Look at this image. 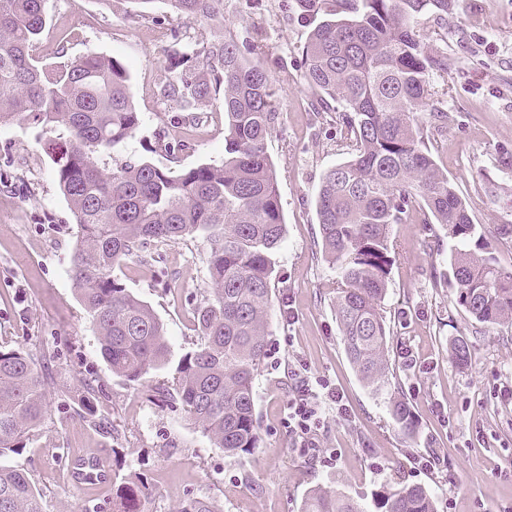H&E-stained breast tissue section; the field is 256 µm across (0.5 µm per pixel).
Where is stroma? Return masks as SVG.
<instances>
[{"label": "stroma", "mask_w": 512, "mask_h": 512, "mask_svg": "<svg viewBox=\"0 0 512 512\" xmlns=\"http://www.w3.org/2000/svg\"><path fill=\"white\" fill-rule=\"evenodd\" d=\"M314 26L295 0H224V30L246 48L249 63L277 88L279 123L269 136L285 223L272 284L267 352L254 381L257 448L225 459L194 425L173 392L172 364L195 348L193 312L210 283L206 246L182 239L156 261L132 256L114 277L161 319L171 363L131 385L103 359L70 275L77 226L41 151V130L0 126V346L55 353L47 373V413L21 454L0 464L28 472L44 512H112V489L138 475L155 490L148 512H174L206 497L222 512H300L319 487L360 500L393 482L425 487L437 512H512V324L473 335L471 321L438 282L448 271V230L411 220L394 225L396 241L384 314L393 330L388 382L374 393L350 364L333 310L336 271L322 256L316 197L325 173L347 161L349 140L336 114L316 111L305 84L303 50ZM418 28L430 52L448 55V71L431 78L425 112H444L443 131L428 144L438 167L465 203L473 223L512 224V0H457L451 12L428 13ZM206 43L205 20L177 14L166 0L140 7L130 0H46L45 29L33 54L58 62L100 53L126 69L141 116L113 159L147 160L177 174L224 159V95L216 93L198 120L164 99L172 77V34ZM472 342L468 367L448 358L457 337ZM412 361H405V354ZM304 367L344 394L347 418L328 413L319 431L327 459L294 449L287 404L290 372ZM96 380L98 417L85 422L82 384ZM404 398L416 419L414 438L395 426L389 400ZM438 453L431 470L414 456Z\"/></svg>", "instance_id": "obj_1"}]
</instances>
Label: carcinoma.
Masks as SVG:
<instances>
[{
	"instance_id": "obj_1",
	"label": "carcinoma",
	"mask_w": 512,
	"mask_h": 512,
	"mask_svg": "<svg viewBox=\"0 0 512 512\" xmlns=\"http://www.w3.org/2000/svg\"><path fill=\"white\" fill-rule=\"evenodd\" d=\"M176 12L224 26V0H168ZM45 0H0V126L46 129L57 185L77 225L71 277L112 374L139 383L168 362L163 323L112 276L126 257L147 261L185 238L206 242L210 291L196 307V348L174 367V386L200 431L227 458L257 447L253 382L266 354L276 253L284 221L266 143L280 113L270 77L246 64L236 43L216 38L170 57L172 80L161 89L182 112L199 117L224 91V161L173 175L148 161L109 169L101 155L140 125L124 67L87 54L44 64L32 55L45 27ZM455 0H297L305 15L327 19L304 47L305 84L321 101L341 106L340 131L355 154L324 176L316 197L323 257L336 269L334 313L346 354L360 380L382 390L391 327L383 315L394 241L391 229L417 212L444 224L455 302L475 334L512 322V267L500 264L485 231L473 224L448 176L435 163L421 111L430 73L448 72V56L422 46L417 19L446 14ZM20 348L0 350V458L18 454L47 412L40 360ZM450 361L465 367L471 343L455 339ZM86 419L95 423L90 382H83ZM395 426L413 437L416 421L403 399L391 402ZM153 489L128 477L112 501L117 512H146ZM0 512H43L22 469L0 466ZM176 512H221L206 498ZM301 512H435L418 485H387L360 503L317 488Z\"/></svg>"
}]
</instances>
